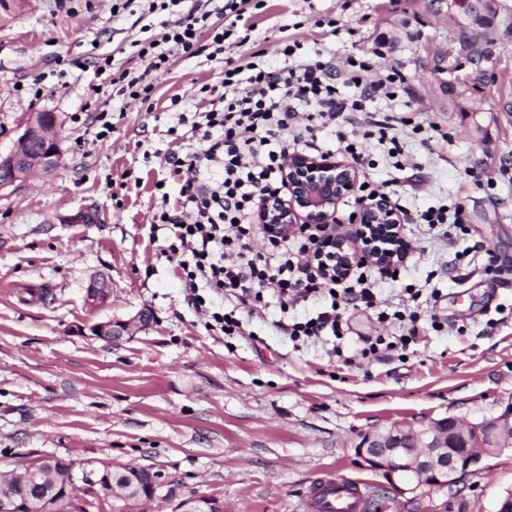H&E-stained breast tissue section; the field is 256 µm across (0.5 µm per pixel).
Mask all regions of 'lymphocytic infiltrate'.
<instances>
[{
  "label": "lymphocytic infiltrate",
  "instance_id": "lymphocytic-infiltrate-1",
  "mask_svg": "<svg viewBox=\"0 0 512 512\" xmlns=\"http://www.w3.org/2000/svg\"><path fill=\"white\" fill-rule=\"evenodd\" d=\"M147 0L149 11L164 9L173 16L160 38L140 42L141 73L123 71L116 83L123 99L149 101L152 75L167 69L177 53L196 54L202 36H210L213 55L244 19L239 0ZM225 18L224 28L208 26L211 15ZM282 63L271 67L259 59L226 66L217 85L200 88L204 110L179 116V125L199 135L200 147L182 157H164L181 183L182 199L162 206L155 223L172 227L189 256L181 260L187 299L220 327L225 335H243L242 312L257 288L272 289L282 306L323 301L314 317L278 321L277 330L292 341H317L324 333L342 338L344 316L358 304L374 306L378 280H397L398 266L358 263L344 278L332 271L336 263L332 225L302 224L296 234L272 236L267 254L253 253L260 205L288 189L281 165L288 151L316 157L340 154L348 161L374 168L372 150H379L396 174L414 169L400 137L407 118L377 116V100L394 105L410 95L411 86L398 70L377 72L371 58L350 55L339 60L323 49L305 46L295 35L283 38ZM468 213L462 202L414 212L407 223L422 234L456 243L466 233Z\"/></svg>",
  "mask_w": 512,
  "mask_h": 512
}]
</instances>
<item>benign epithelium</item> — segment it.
Returning <instances> with one entry per match:
<instances>
[{"label": "benign epithelium", "instance_id": "1", "mask_svg": "<svg viewBox=\"0 0 512 512\" xmlns=\"http://www.w3.org/2000/svg\"><path fill=\"white\" fill-rule=\"evenodd\" d=\"M449 16L455 30L483 35L495 26L496 0H449ZM57 123H46L41 114L33 115L12 147L0 151V189L22 182L37 173L48 174L61 160L55 130ZM288 184L286 202L268 201L259 218L266 232L288 235L296 224H334L336 206L353 191L360 177L352 163L320 159L300 152L288 155L283 167ZM404 218L391 201L377 198L364 202L355 213L348 232L336 233L342 278L361 260L378 267L393 264L404 255ZM110 292L104 278L91 280L86 301L94 309L108 304ZM152 317L143 309L126 320L97 322L89 327L92 335L119 341L148 327ZM512 443V403L496 417L464 422L456 417L436 420L425 428L377 433L366 439L357 455L370 468L383 472L391 483H400V492L419 486L446 488L463 476L481 468L485 458ZM72 484L65 500H74L79 489L99 485L96 463L83 462L71 471ZM182 512H224V507L206 496L190 497L180 503ZM0 512H21V499L8 486H0Z\"/></svg>", "mask_w": 512, "mask_h": 512}]
</instances>
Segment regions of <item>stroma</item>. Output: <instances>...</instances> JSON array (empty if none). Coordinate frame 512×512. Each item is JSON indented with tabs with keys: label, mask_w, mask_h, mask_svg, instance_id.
<instances>
[{
	"label": "stroma",
	"mask_w": 512,
	"mask_h": 512,
	"mask_svg": "<svg viewBox=\"0 0 512 512\" xmlns=\"http://www.w3.org/2000/svg\"><path fill=\"white\" fill-rule=\"evenodd\" d=\"M245 9L254 26L245 46L227 40L214 60L176 55L154 74L150 104L118 112L111 76L143 69L133 43L160 37L168 12L146 24L136 2L116 15L112 0H0V150L31 113L50 112L62 154L53 172L0 190V472L44 457L136 465L170 492L149 502L150 512H174L195 495L224 512H300L309 486L329 473L364 483L371 512H495L512 491V447L455 486L403 494L356 450L376 432L446 416L476 421L512 402V276L487 274L479 256L449 271L454 247L414 234L398 280L378 282L375 308L348 312L347 347L393 334L377 313L395 310L409 284L438 290L424 311L442 330L348 363L329 343L296 346L280 335L268 289L244 335L208 330L186 300L177 259L163 252L169 229L151 223L163 201L179 199L164 155L199 147L178 126L179 110L200 106L198 89L219 83L226 61L261 50L278 63L288 28L340 59L387 44L377 69L397 68L413 88L397 111L411 120L403 140L420 186L401 180L402 205L423 210L463 197L465 244L512 257V0H497V30L469 48L448 23V0H248ZM94 53L111 56V73L87 68ZM99 109L112 124L104 138ZM432 123L447 139L413 130ZM484 158L492 184H470L466 166ZM97 274L111 299L92 310L85 290ZM144 308L153 322L131 340L83 331Z\"/></svg>",
	"instance_id": "1"
}]
</instances>
